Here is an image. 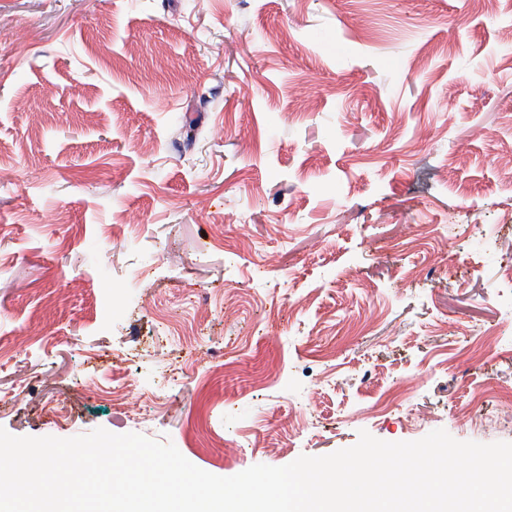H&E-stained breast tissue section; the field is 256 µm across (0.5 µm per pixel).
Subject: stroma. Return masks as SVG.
Returning <instances> with one entry per match:
<instances>
[{
    "label": "stroma",
    "instance_id": "obj_1",
    "mask_svg": "<svg viewBox=\"0 0 512 512\" xmlns=\"http://www.w3.org/2000/svg\"><path fill=\"white\" fill-rule=\"evenodd\" d=\"M5 30L1 428L223 477L512 442V0H0Z\"/></svg>",
    "mask_w": 512,
    "mask_h": 512
}]
</instances>
